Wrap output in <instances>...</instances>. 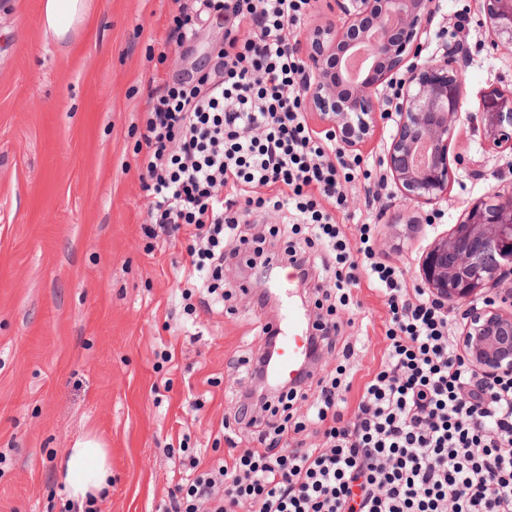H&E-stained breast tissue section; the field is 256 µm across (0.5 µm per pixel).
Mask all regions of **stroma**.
Masks as SVG:
<instances>
[{"mask_svg":"<svg viewBox=\"0 0 512 512\" xmlns=\"http://www.w3.org/2000/svg\"><path fill=\"white\" fill-rule=\"evenodd\" d=\"M41 3L0 0V512H71L58 466L87 434L112 459L98 512H164L179 435L211 461L252 447L247 431L228 435L219 424L232 410L228 391L251 385L243 360L264 349L272 311L255 298L289 270L231 267L224 311L189 316L180 271L190 237L152 240L142 230L147 102L175 77L209 68L224 25L207 22L179 47L168 40L173 0H93L87 26L60 45L44 37ZM441 5L421 57L442 56L455 12L468 9L462 111L480 116L486 93H512V51L491 47L480 0ZM448 156L441 202H408L392 187L383 211H371L362 185L347 187L339 222L348 238L376 223L381 258L409 267L410 289L422 285L429 245L512 173V149L488 146L468 122ZM353 296L359 309L340 314L352 403L387 345L378 292L364 281Z\"/></svg>","mask_w":512,"mask_h":512,"instance_id":"35a3bbf8","label":"stroma"}]
</instances>
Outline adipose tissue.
I'll return each mask as SVG.
<instances>
[{
  "instance_id": "1",
  "label": "adipose tissue",
  "mask_w": 512,
  "mask_h": 512,
  "mask_svg": "<svg viewBox=\"0 0 512 512\" xmlns=\"http://www.w3.org/2000/svg\"><path fill=\"white\" fill-rule=\"evenodd\" d=\"M90 0H43V32L46 38L69 41L84 26ZM61 480L75 502L84 504L102 499L112 481L108 451L97 438L86 436L69 449Z\"/></svg>"
}]
</instances>
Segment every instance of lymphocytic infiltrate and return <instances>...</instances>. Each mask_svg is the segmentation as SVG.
<instances>
[{
	"label": "lymphocytic infiltrate",
	"instance_id": "1",
	"mask_svg": "<svg viewBox=\"0 0 512 512\" xmlns=\"http://www.w3.org/2000/svg\"><path fill=\"white\" fill-rule=\"evenodd\" d=\"M313 2L180 0L177 44L212 18L228 37L211 68L149 101L145 231L167 239L188 228L184 270L209 309L224 303L216 283L226 240L255 214L288 211L290 222L268 233L285 241L299 282L333 273L345 306L349 289L368 280L388 307V345L355 405L337 366L295 426L256 422L250 395H238L235 420L252 428L256 447L204 469L190 460L166 512H512V375L480 383L448 313L424 289L408 293L403 269L377 260L370 225L353 245L336 220L347 184L372 173L305 120L308 76L290 41ZM310 424L318 445L292 441Z\"/></svg>",
	"mask_w": 512,
	"mask_h": 512
}]
</instances>
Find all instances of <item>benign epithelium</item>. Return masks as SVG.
I'll return each instance as SVG.
<instances>
[{
  "label": "benign epithelium",
  "instance_id": "7a95c632",
  "mask_svg": "<svg viewBox=\"0 0 512 512\" xmlns=\"http://www.w3.org/2000/svg\"><path fill=\"white\" fill-rule=\"evenodd\" d=\"M481 2L492 48H512V0ZM439 11L440 0H349L305 36L307 109L347 151L368 141L379 121H393L386 174L404 199L423 203L448 194V145L464 96L454 56L405 66L420 55ZM481 133L492 147L512 146V97L485 96ZM420 277L433 298L459 305L458 347L476 371L487 380L511 375L512 186L475 203L434 240Z\"/></svg>",
  "mask_w": 512,
  "mask_h": 512
}]
</instances>
